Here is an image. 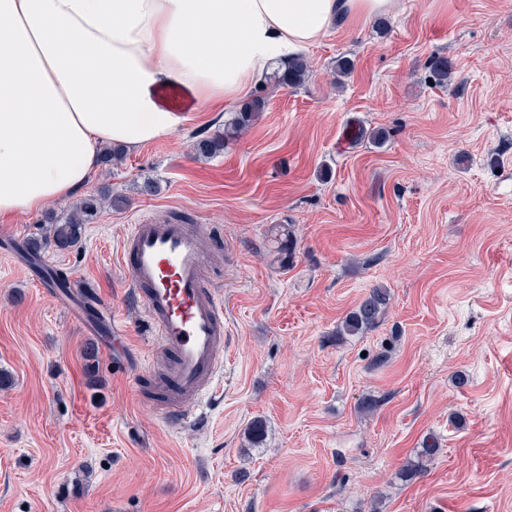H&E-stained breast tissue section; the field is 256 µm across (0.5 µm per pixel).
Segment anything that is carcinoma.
<instances>
[{
    "label": "carcinoma",
    "instance_id": "obj_1",
    "mask_svg": "<svg viewBox=\"0 0 512 512\" xmlns=\"http://www.w3.org/2000/svg\"><path fill=\"white\" fill-rule=\"evenodd\" d=\"M311 65L308 58L300 53L289 56L282 62L281 69L274 74L275 81L285 87L295 88L302 85L308 78ZM267 108V100L256 96L246 102L239 112L224 125V134L210 138H204L196 143V150L209 157L224 152L225 142L233 139L239 133L247 129L258 118L261 112ZM111 207H121L125 199L116 197L108 192L97 196H87L70 207V213L61 221L50 224L46 228L48 239L31 238L27 247L32 252H37L47 241L59 252H69L78 247L82 239L84 225L95 216L103 203ZM390 300L388 289L377 287L372 289L363 300L346 315L342 321L339 334L342 336H359L373 328L384 312ZM440 451L438 437L433 434L424 438L421 448L415 457L409 460L403 468L404 477L412 480L426 471V466Z\"/></svg>",
    "mask_w": 512,
    "mask_h": 512
}]
</instances>
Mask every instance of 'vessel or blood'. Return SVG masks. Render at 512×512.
Segmentation results:
<instances>
[{
	"instance_id": "obj_1",
	"label": "vessel or blood",
	"mask_w": 512,
	"mask_h": 512,
	"mask_svg": "<svg viewBox=\"0 0 512 512\" xmlns=\"http://www.w3.org/2000/svg\"><path fill=\"white\" fill-rule=\"evenodd\" d=\"M207 247L188 224L139 221L121 243V266L136 302L150 314V330L170 358L158 389L162 416L169 424L198 422L200 408L220 388L224 362V299L207 266ZM30 270L40 288L55 292L78 322L97 314L112 320V303L96 300L86 308L84 285L58 284V267L39 258Z\"/></svg>"
}]
</instances>
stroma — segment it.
<instances>
[{"mask_svg":"<svg viewBox=\"0 0 512 512\" xmlns=\"http://www.w3.org/2000/svg\"><path fill=\"white\" fill-rule=\"evenodd\" d=\"M306 56L301 86L251 88L267 109L223 154L194 144L235 103L98 168L83 194L125 205L75 252L42 248L111 298L133 353L87 355L90 336L0 256V512H369L378 495L382 512H512V0H396ZM68 210L0 227L24 241ZM141 218L224 229L223 393L203 427L147 401L150 316L119 263ZM377 286L378 324L339 337ZM431 433L439 454L404 480Z\"/></svg>","mask_w":512,"mask_h":512,"instance_id":"stroma-1","label":"stroma"}]
</instances>
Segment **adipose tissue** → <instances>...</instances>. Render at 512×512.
<instances>
[{"label": "adipose tissue", "instance_id": "obj_1", "mask_svg": "<svg viewBox=\"0 0 512 512\" xmlns=\"http://www.w3.org/2000/svg\"><path fill=\"white\" fill-rule=\"evenodd\" d=\"M394 0H0V216L84 187L104 145L171 135L273 59Z\"/></svg>", "mask_w": 512, "mask_h": 512}]
</instances>
